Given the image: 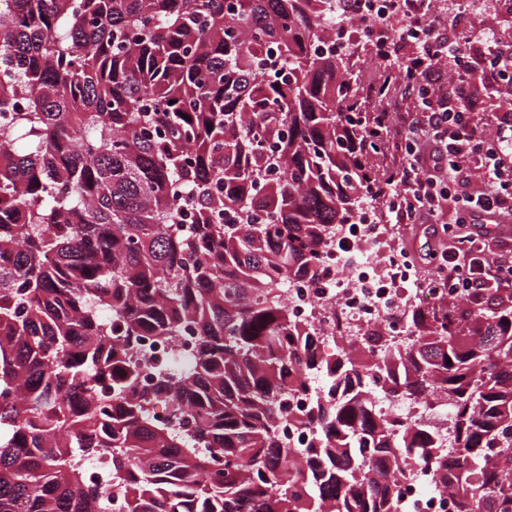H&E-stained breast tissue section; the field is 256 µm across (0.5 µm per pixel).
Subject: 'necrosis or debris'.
<instances>
[{
	"label": "necrosis or debris",
	"mask_w": 512,
	"mask_h": 512,
	"mask_svg": "<svg viewBox=\"0 0 512 512\" xmlns=\"http://www.w3.org/2000/svg\"><path fill=\"white\" fill-rule=\"evenodd\" d=\"M367 21L365 31L353 23L338 24L321 43L325 52L345 56L358 42H365L371 59H381L392 34L389 21L396 15V0H357ZM340 238L363 246L362 259L342 260L336 249H328L319 280L290 281L285 291L289 310L297 320L332 344L334 324H341L345 335L360 336L371 328H382L389 345L405 347L410 336L404 312L415 298L405 292L403 283L418 280L412 264L404 262L393 248L383 247L382 225L375 209L363 208L338 231ZM431 471L414 458H406L400 495L408 512H457L451 493L423 494Z\"/></svg>",
	"instance_id": "necrosis-or-debris-1"
}]
</instances>
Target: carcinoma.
I'll use <instances>...</instances> for the list:
<instances>
[{"label":"carcinoma","instance_id":"cac0c4a2","mask_svg":"<svg viewBox=\"0 0 512 512\" xmlns=\"http://www.w3.org/2000/svg\"><path fill=\"white\" fill-rule=\"evenodd\" d=\"M334 9L0 0V512H401L409 455L512 512L511 293L410 306L402 349L324 353L288 310L371 200L354 75L311 51ZM186 329L190 368L144 383L142 338ZM379 391L450 407L453 460Z\"/></svg>","mask_w":512,"mask_h":512}]
</instances>
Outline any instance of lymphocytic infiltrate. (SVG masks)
Segmentation results:
<instances>
[{
  "mask_svg": "<svg viewBox=\"0 0 512 512\" xmlns=\"http://www.w3.org/2000/svg\"><path fill=\"white\" fill-rule=\"evenodd\" d=\"M406 18L423 24L425 33L400 61L403 96L417 106L396 116L386 108L377 112L379 125L397 128L400 161L372 194L394 224L440 223L451 197L457 201L453 223H497L512 214V113H501L493 127L480 126L479 102L468 89L512 81V45L483 28L460 35L453 22L419 5ZM476 179L484 189L473 195L466 187ZM431 258L436 272L429 293L473 296L493 281L512 286V264L489 259L470 236H455Z\"/></svg>",
  "mask_w": 512,
  "mask_h": 512,
  "instance_id": "obj_1",
  "label": "lymphocytic infiltrate"
}]
</instances>
